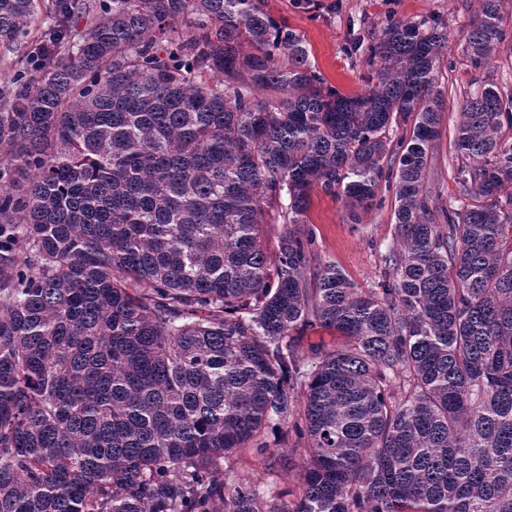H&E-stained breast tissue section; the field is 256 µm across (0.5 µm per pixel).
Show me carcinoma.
<instances>
[{
    "label": "carcinoma",
    "mask_w": 512,
    "mask_h": 512,
    "mask_svg": "<svg viewBox=\"0 0 512 512\" xmlns=\"http://www.w3.org/2000/svg\"><path fill=\"white\" fill-rule=\"evenodd\" d=\"M53 2L0 112V512H512V98L464 102L477 204L433 223L442 20L389 21L343 96L264 0H111L76 32L79 0ZM499 2L465 35L476 68ZM38 8L0 0V41ZM384 180L391 272L363 290L311 266L312 188L354 217ZM264 224L284 225L274 264ZM314 321L345 344L308 374ZM280 426L303 440L292 500L225 489L219 461L269 467Z\"/></svg>",
    "instance_id": "carcinoma-1"
}]
</instances>
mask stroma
<instances>
[{
    "mask_svg": "<svg viewBox=\"0 0 512 512\" xmlns=\"http://www.w3.org/2000/svg\"><path fill=\"white\" fill-rule=\"evenodd\" d=\"M482 0H314L310 8L298 7L295 0H265V9L285 19L302 35L310 58L326 86L345 96L366 89L371 47L386 24L393 19L418 21L432 15L448 26V55L439 66L438 79L448 94L441 114L440 136L435 142L428 185L432 190L431 209L435 223H443L444 210L469 204L460 191L457 171L464 160L455 146L460 110L464 101L479 89L492 85L501 94H512V0H501L506 40L487 66L473 68L465 50L464 36L479 17ZM56 24L51 10H39L36 20L10 44L0 42V109L9 103L20 86L34 75L36 44ZM382 205L350 218L342 200L312 192L308 212L313 249L318 260L333 264L356 286L377 287L387 270L384 258L396 245L393 216L394 192L381 188ZM246 477L271 493L298 491L302 481V461L274 464L255 471L241 462L224 470L223 480L232 484Z\"/></svg>",
    "mask_w": 512,
    "mask_h": 512,
    "instance_id": "stroma-1",
    "label": "stroma"
}]
</instances>
